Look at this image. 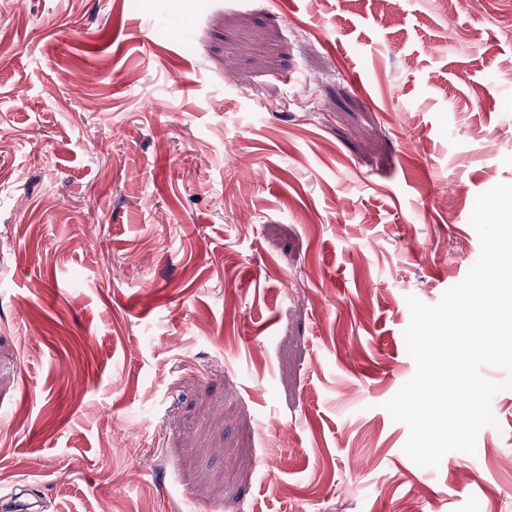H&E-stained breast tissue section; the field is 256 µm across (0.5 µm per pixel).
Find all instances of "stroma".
Masks as SVG:
<instances>
[{"instance_id":"stroma-1","label":"stroma","mask_w":512,"mask_h":512,"mask_svg":"<svg viewBox=\"0 0 512 512\" xmlns=\"http://www.w3.org/2000/svg\"><path fill=\"white\" fill-rule=\"evenodd\" d=\"M487 2L0 0V512H512V389L384 408L512 184Z\"/></svg>"}]
</instances>
